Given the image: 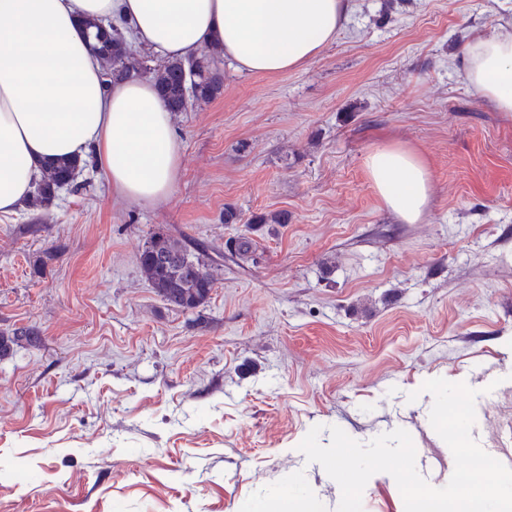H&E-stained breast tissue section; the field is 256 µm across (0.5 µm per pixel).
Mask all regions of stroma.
<instances>
[{
	"instance_id": "obj_1",
	"label": "stroma",
	"mask_w": 512,
	"mask_h": 512,
	"mask_svg": "<svg viewBox=\"0 0 512 512\" xmlns=\"http://www.w3.org/2000/svg\"><path fill=\"white\" fill-rule=\"evenodd\" d=\"M506 27L498 0H354L299 70L216 59L221 92L172 115L168 199L118 197L91 161L51 207L0 216V334L42 338L0 359V512H249L286 491L337 512L338 484L298 449L316 425L324 445L333 426L363 444L406 430L441 488L433 378L477 390L471 435L512 468V115L461 67L472 33ZM388 145L431 171L419 223L368 181ZM158 233L214 277L204 307L142 274ZM362 508L405 512L390 474Z\"/></svg>"
}]
</instances>
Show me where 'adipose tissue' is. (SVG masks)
Returning <instances> with one entry per match:
<instances>
[{"mask_svg": "<svg viewBox=\"0 0 512 512\" xmlns=\"http://www.w3.org/2000/svg\"><path fill=\"white\" fill-rule=\"evenodd\" d=\"M351 11V0H0V215L16 213L60 157L95 158L127 199L155 202L174 189L180 144L154 81L104 86L83 21L119 16L160 58L213 46L238 71L274 76L314 59ZM462 62L472 91L512 114V31L474 35ZM365 169L387 209L421 219L431 172L416 151L374 148Z\"/></svg>", "mask_w": 512, "mask_h": 512, "instance_id": "adipose-tissue-1", "label": "adipose tissue"}]
</instances>
